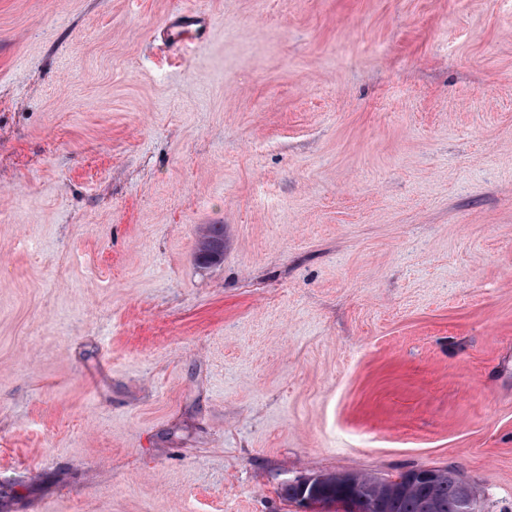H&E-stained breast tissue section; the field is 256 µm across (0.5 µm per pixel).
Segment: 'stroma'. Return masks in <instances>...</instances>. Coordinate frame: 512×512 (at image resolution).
<instances>
[{"instance_id": "1", "label": "stroma", "mask_w": 512, "mask_h": 512, "mask_svg": "<svg viewBox=\"0 0 512 512\" xmlns=\"http://www.w3.org/2000/svg\"><path fill=\"white\" fill-rule=\"evenodd\" d=\"M411 468L512 512V0H0V512ZM218 243V246L222 247L221 252L218 254L217 258L208 259L207 255L211 249L213 243ZM224 255V227L220 224H212L209 226L206 234L202 238L198 251L196 253V261L199 264L207 265L220 260V258Z\"/></svg>"}]
</instances>
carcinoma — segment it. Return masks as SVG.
Returning a JSON list of instances; mask_svg holds the SVG:
<instances>
[{
  "label": "carcinoma",
  "mask_w": 512,
  "mask_h": 512,
  "mask_svg": "<svg viewBox=\"0 0 512 512\" xmlns=\"http://www.w3.org/2000/svg\"><path fill=\"white\" fill-rule=\"evenodd\" d=\"M224 246V225L212 224L202 238L196 261L202 265L213 263L207 258L213 243ZM386 480L374 476L360 475L353 484L336 480L334 475H325L318 482L306 488L302 483L290 484L285 494L290 499L304 501L312 498L329 503L353 501L356 512H376L375 501L383 494ZM430 498L436 502L439 512H460L461 491L459 486L443 474L416 481L411 488L395 497L390 504L391 512H422V501Z\"/></svg>",
  "instance_id": "cac0c4a2"
}]
</instances>
